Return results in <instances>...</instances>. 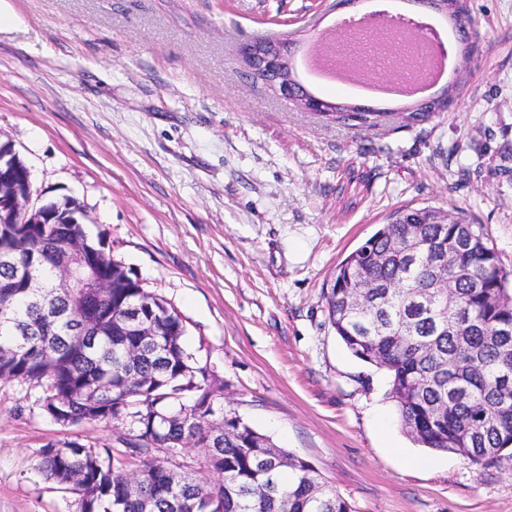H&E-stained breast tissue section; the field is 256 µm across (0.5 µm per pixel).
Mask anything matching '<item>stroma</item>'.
<instances>
[{"label": "stroma", "instance_id": "obj_1", "mask_svg": "<svg viewBox=\"0 0 512 512\" xmlns=\"http://www.w3.org/2000/svg\"><path fill=\"white\" fill-rule=\"evenodd\" d=\"M0 139L41 200L77 198L91 235L186 319L225 404L309 461L355 512H512V454L473 464L415 444L388 374L352 356L324 295L336 265L402 210L461 216L512 271V0H468L479 51L459 69L448 21L415 0H8ZM446 37L451 112L413 126L403 101L310 74L319 36L381 19ZM293 41L309 92L383 112L373 128L303 111L238 50ZM443 85L426 92L441 93ZM42 392L0 380V512H76L39 472L75 439L125 448L111 424L64 427Z\"/></svg>", "mask_w": 512, "mask_h": 512}]
</instances>
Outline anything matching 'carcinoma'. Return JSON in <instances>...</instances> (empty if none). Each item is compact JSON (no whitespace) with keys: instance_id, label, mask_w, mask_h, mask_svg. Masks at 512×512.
<instances>
[{"instance_id":"obj_1","label":"carcinoma","mask_w":512,"mask_h":512,"mask_svg":"<svg viewBox=\"0 0 512 512\" xmlns=\"http://www.w3.org/2000/svg\"><path fill=\"white\" fill-rule=\"evenodd\" d=\"M382 112L335 121L378 124ZM403 213L335 268L328 320L357 359L387 371L402 428L416 443L475 463L512 446V272L473 224ZM420 232L430 253L411 259ZM466 251L445 256L468 276L435 287L432 253L457 234ZM96 251L92 277L57 287L73 237ZM0 380L43 391L42 407L62 426L112 423L127 430L125 455L76 440L44 445L39 470L75 496L77 512H355L308 461L224 407V381L184 342L186 320L162 295L105 251L83 224H0ZM387 254L377 263L373 255ZM112 283L110 288L98 282ZM367 294L359 307L345 299ZM154 335L125 328L128 309ZM189 444L199 469L170 464Z\"/></svg>"}]
</instances>
